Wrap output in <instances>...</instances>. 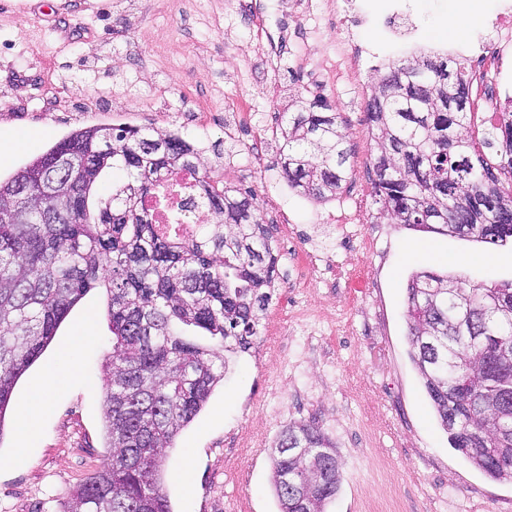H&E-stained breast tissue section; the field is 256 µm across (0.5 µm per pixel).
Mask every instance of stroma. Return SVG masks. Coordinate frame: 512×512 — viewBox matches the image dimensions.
<instances>
[{
    "instance_id": "obj_1",
    "label": "stroma",
    "mask_w": 512,
    "mask_h": 512,
    "mask_svg": "<svg viewBox=\"0 0 512 512\" xmlns=\"http://www.w3.org/2000/svg\"><path fill=\"white\" fill-rule=\"evenodd\" d=\"M225 0H0V151L12 176L72 130L96 125L175 132L212 183L253 191L278 256L258 335L230 355L223 383L167 449L164 486L174 512H279L273 446L294 420L336 446L341 484L329 512H512V482L493 479L448 444L409 358L406 284L430 266L460 278L512 281V245L493 246L392 223L373 190L377 155L366 111L344 81L308 71L335 61L339 35L287 30L293 0H262L269 30L286 29L271 58L249 16ZM437 54L485 38L500 0H409ZM220 95L203 104L205 88ZM339 114L350 151L344 189L317 203L289 188L278 143L296 95ZM359 223L343 225L341 210ZM322 258L302 273L303 251ZM89 328V343L70 347ZM112 348L104 289L70 311L19 379L0 434V512H60L103 467L104 375ZM50 370L68 373L40 440L15 461L17 414Z\"/></svg>"
}]
</instances>
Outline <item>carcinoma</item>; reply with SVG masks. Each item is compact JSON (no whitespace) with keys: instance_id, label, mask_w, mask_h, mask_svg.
Returning a JSON list of instances; mask_svg holds the SVG:
<instances>
[{"instance_id":"obj_1","label":"carcinoma","mask_w":512,"mask_h":512,"mask_svg":"<svg viewBox=\"0 0 512 512\" xmlns=\"http://www.w3.org/2000/svg\"><path fill=\"white\" fill-rule=\"evenodd\" d=\"M462 59L393 62L365 108L374 192L391 219L418 231L503 246L512 240V111L483 120L481 149L462 136L470 108ZM288 186L336 198L348 149L335 112L300 101L281 129ZM177 134L137 127L72 131L0 180V436L15 386L94 288L107 293L112 351L103 364L107 464L62 512H172L160 468L166 449L224 380V353L244 352L274 287L277 256L253 196L212 185L198 204L217 222L184 242L158 236L144 198L181 168L199 171ZM123 170L112 207L91 201L103 172ZM410 355L448 442L478 470L512 482V282H466L434 270L407 283ZM194 327L217 340L183 338ZM273 485L280 512H328L340 466L317 427L288 423Z\"/></svg>"}]
</instances>
